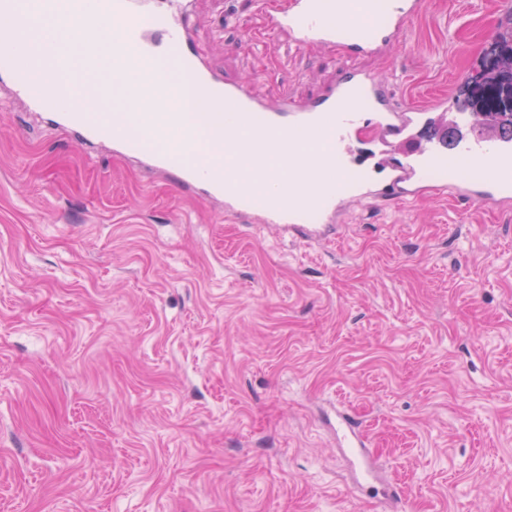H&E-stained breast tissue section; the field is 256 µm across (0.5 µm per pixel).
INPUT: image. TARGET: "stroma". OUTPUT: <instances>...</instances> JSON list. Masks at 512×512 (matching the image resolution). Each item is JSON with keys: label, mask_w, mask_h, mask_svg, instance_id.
<instances>
[{"label": "stroma", "mask_w": 512, "mask_h": 512, "mask_svg": "<svg viewBox=\"0 0 512 512\" xmlns=\"http://www.w3.org/2000/svg\"><path fill=\"white\" fill-rule=\"evenodd\" d=\"M212 72L311 101L343 65L257 0H191ZM426 0L366 60L404 107L457 95L502 28ZM512 512V213L352 207L310 240L225 216L0 89V512Z\"/></svg>", "instance_id": "obj_1"}]
</instances>
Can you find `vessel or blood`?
I'll return each instance as SVG.
<instances>
[{
  "label": "vessel or blood",
  "instance_id": "obj_1",
  "mask_svg": "<svg viewBox=\"0 0 512 512\" xmlns=\"http://www.w3.org/2000/svg\"><path fill=\"white\" fill-rule=\"evenodd\" d=\"M0 0V75L18 97L41 108L48 119L88 141L109 140L123 155L142 157L173 177L184 190L223 200L224 213L260 224L285 226L310 235L333 223L350 200L365 204L392 197L401 202L451 193L499 211L512 210V141L473 132L474 118L443 96L422 108L395 106L386 85L359 59L385 51L416 17L423 0H289L270 26L296 48L316 45L340 51L345 64L319 98L300 101L281 95L265 102L248 86L227 84L203 67L187 37L182 0ZM66 7L78 22L93 20L114 29L119 66L107 79L126 87L128 71L151 60L164 64L162 80L182 85L188 97L207 90L228 132L222 168L197 164L191 152H172L132 134L125 113L87 112L61 87L42 81L59 61L47 43L31 46L27 35L39 17ZM84 71L98 69L91 43L69 42ZM453 113L468 132L457 138L453 155L434 139L415 136L434 113ZM150 124H163L183 137L186 115L152 112ZM268 151L308 139L322 150H293L278 164L265 165L260 178L247 175L252 142Z\"/></svg>",
  "mask_w": 512,
  "mask_h": 512
}]
</instances>
